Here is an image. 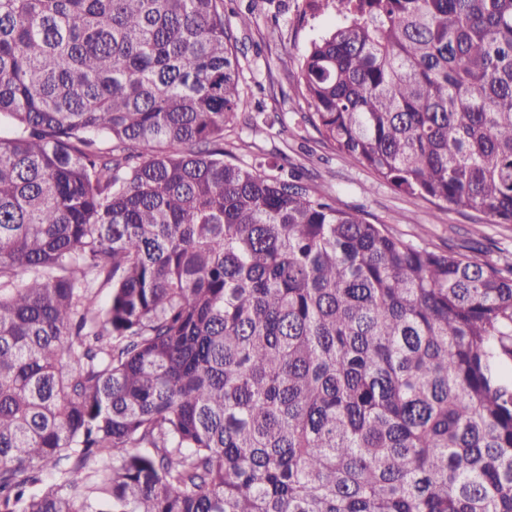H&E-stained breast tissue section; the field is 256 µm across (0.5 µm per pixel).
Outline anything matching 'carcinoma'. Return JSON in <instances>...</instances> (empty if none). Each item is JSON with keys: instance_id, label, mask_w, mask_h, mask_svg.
Segmentation results:
<instances>
[{"instance_id": "carcinoma-1", "label": "carcinoma", "mask_w": 512, "mask_h": 512, "mask_svg": "<svg viewBox=\"0 0 512 512\" xmlns=\"http://www.w3.org/2000/svg\"><path fill=\"white\" fill-rule=\"evenodd\" d=\"M339 4L303 120L512 224V0ZM245 105L224 0H0V512H512V266L224 160Z\"/></svg>"}]
</instances>
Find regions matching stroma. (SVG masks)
<instances>
[{
	"mask_svg": "<svg viewBox=\"0 0 512 512\" xmlns=\"http://www.w3.org/2000/svg\"><path fill=\"white\" fill-rule=\"evenodd\" d=\"M236 7L256 18L250 30L235 33L244 91L266 111L281 113L284 127L255 138L242 123L229 125L226 151L245 162L257 155L287 157L315 175L317 184L333 190L343 205L363 211L368 221L386 224L413 244L498 266L512 264V224H492L480 213L448 211L399 192L324 145L314 129L292 134L297 113L306 109L292 90L297 57L310 39L337 21L336 9L312 18L304 16L303 0H237Z\"/></svg>",
	"mask_w": 512,
	"mask_h": 512,
	"instance_id": "obj_1",
	"label": "stroma"
}]
</instances>
